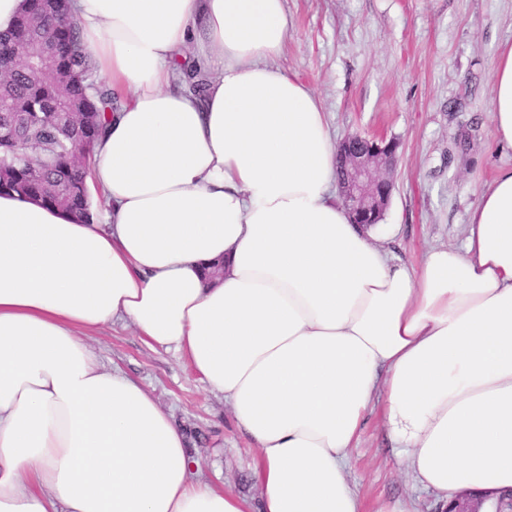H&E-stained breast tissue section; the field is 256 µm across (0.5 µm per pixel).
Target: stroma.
I'll return each instance as SVG.
<instances>
[{"mask_svg":"<svg viewBox=\"0 0 512 512\" xmlns=\"http://www.w3.org/2000/svg\"><path fill=\"white\" fill-rule=\"evenodd\" d=\"M285 8L290 29L279 64L320 98L334 141L361 133L399 145L388 172L384 248L411 263L429 246L460 245L479 191L512 166V149L498 145L490 119L498 50L512 42V0H285ZM470 122L477 128L470 149L449 155ZM89 345L172 412L212 481L259 501L255 449L186 359L152 350L118 325L94 332ZM349 477L365 504L409 494L419 512H435L432 494L406 477L376 417L364 425Z\"/></svg>","mask_w":512,"mask_h":512,"instance_id":"obj_1","label":"stroma"}]
</instances>
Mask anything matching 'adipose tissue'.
Returning a JSON list of instances; mask_svg holds the SVG:
<instances>
[{"label":"adipose tissue","mask_w":512,"mask_h":512,"mask_svg":"<svg viewBox=\"0 0 512 512\" xmlns=\"http://www.w3.org/2000/svg\"><path fill=\"white\" fill-rule=\"evenodd\" d=\"M69 6L117 99L87 172L106 209L0 195V512H366L347 470L373 412L443 510L512 490V168L461 246L395 261L350 221L322 104L279 64L284 0ZM491 105L512 148V43ZM116 323L223 398L259 505L196 474L169 410L91 351Z\"/></svg>","instance_id":"ef3b65f1"}]
</instances>
